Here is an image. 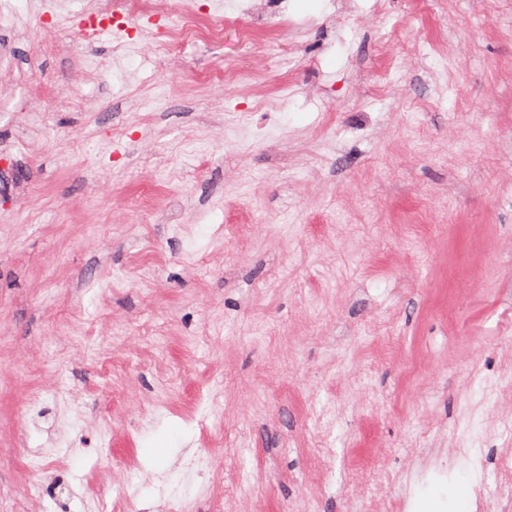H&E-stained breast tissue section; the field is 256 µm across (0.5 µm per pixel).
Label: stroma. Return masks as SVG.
<instances>
[{"label": "stroma", "instance_id": "35a3bbf8", "mask_svg": "<svg viewBox=\"0 0 512 512\" xmlns=\"http://www.w3.org/2000/svg\"><path fill=\"white\" fill-rule=\"evenodd\" d=\"M91 2L0 15V504L163 512L192 489L199 512L215 495L229 512H471L472 455L496 495L512 0H250L302 34L270 19L176 57L124 31L77 49L42 23ZM394 31L413 64L391 76ZM256 88L273 105L253 108ZM149 187L178 190L179 221L129 207ZM44 347L56 359L32 372ZM164 377L174 394L151 407ZM51 381L62 395L31 404ZM202 385L224 398L205 442L183 417L205 416ZM37 455L63 465L29 469Z\"/></svg>", "mask_w": 512, "mask_h": 512}]
</instances>
